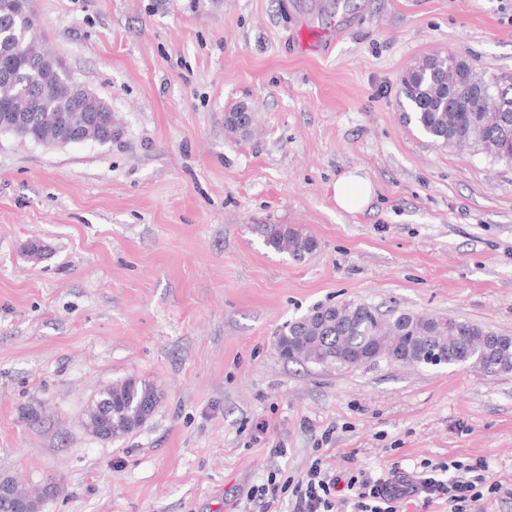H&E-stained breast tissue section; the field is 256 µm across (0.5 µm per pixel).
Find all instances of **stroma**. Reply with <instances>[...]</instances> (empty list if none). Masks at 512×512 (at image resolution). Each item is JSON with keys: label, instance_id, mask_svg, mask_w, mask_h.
Returning a JSON list of instances; mask_svg holds the SVG:
<instances>
[{"label": "stroma", "instance_id": "stroma-1", "mask_svg": "<svg viewBox=\"0 0 512 512\" xmlns=\"http://www.w3.org/2000/svg\"><path fill=\"white\" fill-rule=\"evenodd\" d=\"M33 10L116 132L56 148L0 134V476L58 482L43 512H262L251 486L317 458L340 476L481 459L502 489L471 512H512V374L327 370L274 347L286 321L349 301L512 336V165L434 145L398 98L440 51L512 72V0ZM242 104L254 132L234 138L224 114ZM351 170L375 188L352 214L332 190ZM264 224L320 246L295 261ZM128 377L160 389L157 410L93 437L89 404Z\"/></svg>", "mask_w": 512, "mask_h": 512}]
</instances>
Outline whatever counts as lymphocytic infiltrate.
I'll list each match as a JSON object with an SVG mask.
<instances>
[{
  "instance_id": "lymphocytic-infiltrate-1",
  "label": "lymphocytic infiltrate",
  "mask_w": 512,
  "mask_h": 512,
  "mask_svg": "<svg viewBox=\"0 0 512 512\" xmlns=\"http://www.w3.org/2000/svg\"><path fill=\"white\" fill-rule=\"evenodd\" d=\"M351 491L352 512H399L401 505L414 498L424 501L445 500L450 512H468L471 503L485 494L498 493L500 486L488 483L484 475L451 474L445 463H429L419 475L406 476L397 470L362 477L340 479L322 460L311 462L298 480L270 473L266 483L252 486L247 498L264 505L274 504L278 497L290 496L292 512H342L343 503L336 492L338 485Z\"/></svg>"
}]
</instances>
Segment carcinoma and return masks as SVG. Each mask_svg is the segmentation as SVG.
<instances>
[{"label": "carcinoma", "mask_w": 512, "mask_h": 512, "mask_svg": "<svg viewBox=\"0 0 512 512\" xmlns=\"http://www.w3.org/2000/svg\"><path fill=\"white\" fill-rule=\"evenodd\" d=\"M17 0H0V68L8 65L18 78L0 79V106L8 105L31 117L14 135L25 142L45 138L51 125L71 118L66 89L78 82L63 65L44 50L31 55L10 54L20 42H36L34 16L15 7ZM55 72L52 78L47 73ZM400 95L409 111L403 121L413 125L440 147L467 144L494 162L512 154V76L473 69L457 56H430L405 72ZM224 130L230 136H247L252 129L238 122L237 112L224 113ZM265 244L295 261L315 252L318 241L286 224H266ZM275 348L287 351L296 363L354 369L353 356L363 352L365 366L386 361L418 366L468 364L488 374L512 373V336L453 317L393 312L382 316L367 303L319 305L284 324ZM98 400L112 403L106 423L115 439L142 427L146 407L156 409L161 400L157 387L146 380L126 378L104 388ZM49 495L12 482L0 495V512L13 504L25 512H40L48 496L61 492L49 480Z\"/></svg>", "instance_id": "cac0c4a2"}]
</instances>
